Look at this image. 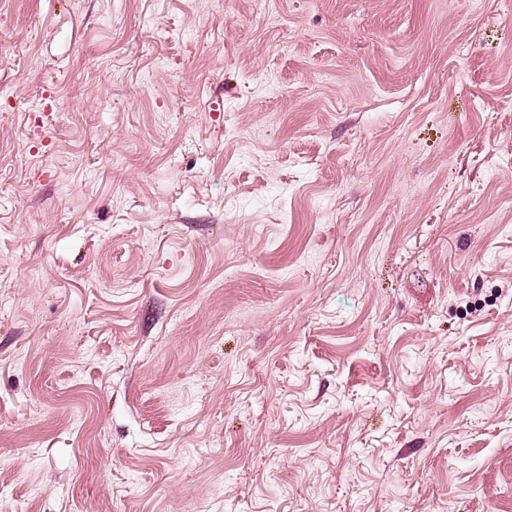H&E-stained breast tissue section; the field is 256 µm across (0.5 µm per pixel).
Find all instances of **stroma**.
Here are the masks:
<instances>
[{"mask_svg":"<svg viewBox=\"0 0 512 512\" xmlns=\"http://www.w3.org/2000/svg\"><path fill=\"white\" fill-rule=\"evenodd\" d=\"M0 512H512V0H0Z\"/></svg>","mask_w":512,"mask_h":512,"instance_id":"1","label":"stroma"}]
</instances>
